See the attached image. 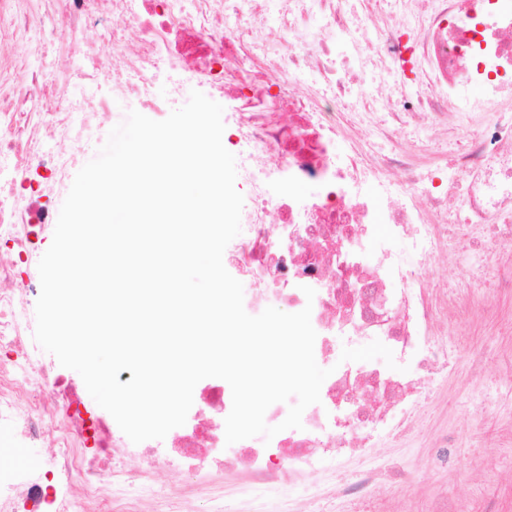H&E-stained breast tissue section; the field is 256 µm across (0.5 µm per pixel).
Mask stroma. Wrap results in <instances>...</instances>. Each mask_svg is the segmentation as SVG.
I'll return each instance as SVG.
<instances>
[{
  "label": "stroma",
  "mask_w": 512,
  "mask_h": 512,
  "mask_svg": "<svg viewBox=\"0 0 512 512\" xmlns=\"http://www.w3.org/2000/svg\"><path fill=\"white\" fill-rule=\"evenodd\" d=\"M471 270L428 268L425 279L439 283L448 295L471 291L475 306L496 308L492 321L479 318L449 324L448 372L430 382V395L414 431L383 440L365 455L327 460L325 473L343 477L378 457L400 461L407 473L388 488L385 512H429L434 498H447L454 512H512V439L502 428L512 424V368L500 362L512 351V295L489 285L470 288ZM487 356L473 366L472 351ZM448 433V447H432L440 433Z\"/></svg>",
  "instance_id": "obj_1"
}]
</instances>
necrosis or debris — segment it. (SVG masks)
<instances>
[{
  "label": "necrosis or debris",
  "instance_id": "necrosis-or-debris-1",
  "mask_svg": "<svg viewBox=\"0 0 512 512\" xmlns=\"http://www.w3.org/2000/svg\"><path fill=\"white\" fill-rule=\"evenodd\" d=\"M347 2L0 0V241L12 246L0 252V447L45 451L35 466L0 467V512H184L185 491L155 487L156 470L232 481L236 512H285L290 484L354 512L400 474L376 460L336 481L320 462L405 434L417 419L403 402L447 368V345L421 342L437 316L422 294L427 266L457 263L463 243L475 282L512 294V252L499 249L512 243V0H389L370 35ZM19 40L29 43L23 59L10 52ZM163 69L180 79L160 92ZM111 72L124 81L106 83ZM190 84L222 89L235 129L250 203L224 255L249 280L252 311L311 307L318 365L335 361L339 337H378L422 375L341 365L302 429L231 445L232 398L214 379L195 387L183 426L135 444L47 359L33 339L34 239L53 215L25 197L28 176L66 193L77 147L111 119L113 100L163 114ZM476 85L490 96H473ZM474 123L478 133L465 135ZM356 127L389 151L348 140ZM424 130L456 139L447 170L419 164L406 134Z\"/></svg>",
  "mask_w": 512,
  "mask_h": 512
}]
</instances>
